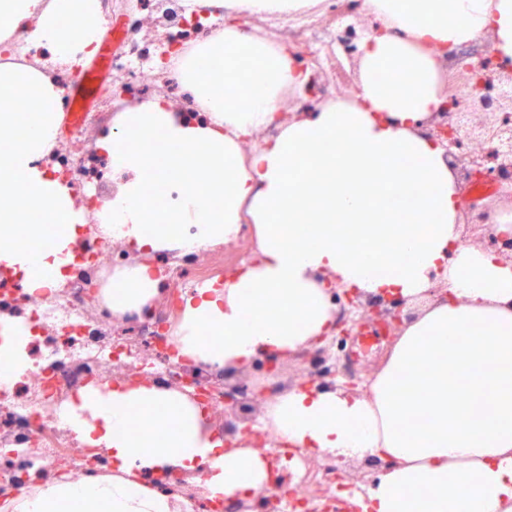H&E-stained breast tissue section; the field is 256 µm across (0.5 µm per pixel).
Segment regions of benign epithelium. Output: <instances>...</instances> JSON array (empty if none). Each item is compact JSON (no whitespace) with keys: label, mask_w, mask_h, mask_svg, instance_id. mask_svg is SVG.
<instances>
[{"label":"benign epithelium","mask_w":512,"mask_h":512,"mask_svg":"<svg viewBox=\"0 0 512 512\" xmlns=\"http://www.w3.org/2000/svg\"><path fill=\"white\" fill-rule=\"evenodd\" d=\"M440 59L451 63L454 77L448 81L438 108L431 116L420 122L418 133L442 147L445 155L460 173L459 183L461 217L468 224L481 228L483 248L494 255L512 262V230H498L496 214L488 199L475 200L470 196L471 185L476 181L498 180L512 174V149L503 143L504 115L512 112V95L505 88L512 86V64L505 65L491 52L479 60L466 62L465 56L454 48L443 51ZM322 72L310 74L304 96L299 98L301 106L288 117H301L314 111L324 102L323 88L311 89L320 83ZM336 305L335 332L344 336L353 335L361 324L373 322L389 334H400L409 314L404 312L407 301L388 292L362 298L357 290L345 289L337 284L329 285ZM322 335L303 349L299 356L315 365L309 383L319 389H334L338 386L352 389V384H337L339 371L325 365L326 342ZM282 356L274 353L260 355L248 363L247 368L258 370L267 378L275 380L268 387L260 381L238 376L239 367L224 369V442L225 446L236 445L235 436L239 427L250 423L257 406L265 403L271 393L283 392L288 386L281 381ZM278 512V500L271 490L266 495L234 499V512Z\"/></svg>","instance_id":"7a95c632"}]
</instances>
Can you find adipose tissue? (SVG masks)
Instances as JSON below:
<instances>
[{
	"instance_id": "1",
	"label": "adipose tissue",
	"mask_w": 512,
	"mask_h": 512,
	"mask_svg": "<svg viewBox=\"0 0 512 512\" xmlns=\"http://www.w3.org/2000/svg\"><path fill=\"white\" fill-rule=\"evenodd\" d=\"M316 2L224 0L223 29L178 57L211 124L176 118L163 98L122 112L98 147L127 178L91 213L44 163L61 126L63 85L3 51L26 30L59 62L91 58L103 37L97 0H0V267L43 290L61 280L64 251L88 220L146 252L189 240L220 245L251 220L256 264L183 302L184 353L227 366L296 352L326 331L333 310L318 275L415 301L446 268L449 298L406 323L369 393L296 388L263 420L297 448L391 459L367 490L370 512H512V266L460 241L454 168L443 148L407 126L431 112L445 87L423 43L454 47L486 36L510 62L512 0H370L385 32L361 45L358 101L326 102L243 159L244 138L275 122L284 90L304 79L283 49L240 19ZM380 112L390 123L377 120ZM155 294L140 265L113 279L110 299L121 312ZM0 330V383L9 385L29 367L30 327L8 319ZM136 416L152 430L133 433ZM61 417L103 447L113 474L82 485L53 477L13 512H174L170 499L137 481L145 465L189 472L209 463L205 485L219 497L267 480L257 451L225 448L178 392L89 388Z\"/></svg>"
}]
</instances>
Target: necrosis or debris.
<instances>
[{"mask_svg":"<svg viewBox=\"0 0 512 512\" xmlns=\"http://www.w3.org/2000/svg\"><path fill=\"white\" fill-rule=\"evenodd\" d=\"M103 29H110L112 15L123 11L127 28L112 54L108 78L96 81L92 101H102L107 85L117 84L139 98L157 86L181 99L184 119L207 121V113L193 109V95L170 67L171 46L192 44L208 21L220 20L223 0H170L171 11L181 23L158 31L152 26L151 0H98ZM330 20L320 27L313 15L277 20V37L289 50L311 45L317 64L334 58L338 40L359 15L368 13V0H320ZM80 112L69 123L65 142L54 150L47 165L63 174L77 203L94 201L95 188L113 172L105 157L87 150L83 135L96 120L72 98L63 101L64 114ZM258 250L254 225L241 224L238 234L213 248L176 245L158 248L151 262L153 276L166 300L130 309L114 316L106 298L115 272L134 266L129 242L106 235L100 224L81 225L72 246L65 278L46 296L29 293L17 275L0 269V316L22 319L31 325V366L11 388L0 387V503L26 491L36 479L65 470L76 483L110 472L112 462L76 439L58 415L78 392L133 372L160 390L179 386L185 357L174 341L180 313L172 298L203 287L213 278L212 268L228 262L239 267L252 263ZM198 386L206 396L196 406L213 423L224 419V369L196 361ZM243 447L272 453L275 466L295 473L292 489L280 496V512H334L336 467L322 465L309 474L301 451L290 450L281 436L261 422L251 423L240 436ZM205 466H198L194 480L181 473L161 475L146 469L144 483L169 495L176 512H232L230 502L210 497L204 485Z\"/></svg>","mask_w":512,"mask_h":512,"instance_id":"necrosis-or-debris-1","label":"necrosis or debris"}]
</instances>
